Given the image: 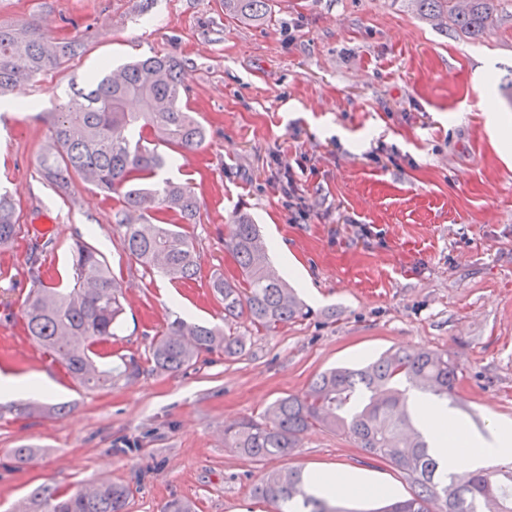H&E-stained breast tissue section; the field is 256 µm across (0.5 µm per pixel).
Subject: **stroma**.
<instances>
[{"instance_id":"1","label":"stroma","mask_w":512,"mask_h":512,"mask_svg":"<svg viewBox=\"0 0 512 512\" xmlns=\"http://www.w3.org/2000/svg\"><path fill=\"white\" fill-rule=\"evenodd\" d=\"M272 9L263 24L225 17L223 0H0V25L35 18L51 38L85 46L19 86L41 111L102 62L169 54L184 65V103L208 130L165 172L200 203V223L185 230L201 272L184 285L122 252L117 201L79 180L59 196L37 171L48 124L0 98V189L18 200L21 226L0 252V372L39 373L58 388L31 414L29 398L0 401V512H27L44 485L74 492L101 481L130 485L127 512H167L175 500L193 512H272L250 488L287 466L363 474L375 492L332 500L347 512L410 497L388 462L318 427L287 459L254 461L224 443L226 424L389 350L448 354L461 378L452 414L470 431L512 420V157L497 152L473 81L485 66L499 111L512 116V17L472 42L431 28L405 0H273ZM239 210L271 241L274 265L292 252L307 318L261 332L239 321L242 355L205 353L182 371L100 390L31 347L19 316L34 234L53 240L44 269L54 282L69 283L81 239L132 289L109 365L116 353L147 354L177 317L173 299L190 320L223 327L210 282L238 275L224 241ZM23 447L32 462L17 460Z\"/></svg>"}]
</instances>
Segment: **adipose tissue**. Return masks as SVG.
<instances>
[{
  "label": "adipose tissue",
  "mask_w": 512,
  "mask_h": 512,
  "mask_svg": "<svg viewBox=\"0 0 512 512\" xmlns=\"http://www.w3.org/2000/svg\"><path fill=\"white\" fill-rule=\"evenodd\" d=\"M420 422L430 438L434 453L447 470L455 474L486 468L489 462L512 458V425L498 423L486 435H469V449L457 446L449 436L453 419L448 408L437 401H418ZM309 481L320 495H357L364 491L365 480L342 469L312 472Z\"/></svg>",
  "instance_id": "adipose-tissue-1"
}]
</instances>
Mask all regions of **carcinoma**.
<instances>
[{"instance_id": "obj_1", "label": "carcinoma", "mask_w": 512, "mask_h": 512, "mask_svg": "<svg viewBox=\"0 0 512 512\" xmlns=\"http://www.w3.org/2000/svg\"><path fill=\"white\" fill-rule=\"evenodd\" d=\"M272 0H224V15L242 22L272 21ZM433 27L469 40L489 37L512 0H408ZM78 41H53L37 19L17 28L0 27V94L54 70L81 52ZM184 65L169 55H153L121 68L115 78L104 71L73 89L65 103L48 113L50 135L37 163L43 178L62 195L79 179L110 198L121 197L114 214L122 250L146 269H160L175 282L200 273L193 240L181 224L200 218L190 188L148 181L172 161L171 153L198 149L207 129L182 104ZM20 231L16 200L0 194V248L14 244ZM50 239L38 236L29 248L28 271L34 288L22 305L26 334L52 355L72 380L86 388L128 383L143 371L178 372L200 354L220 350L228 357L245 350L244 337L232 331L242 317L258 331L275 329L309 315L308 307L269 263V245L250 215L233 217L225 242L239 276L215 279L211 288L224 304V328L178 319L155 337L148 356L121 354L110 366L99 363L96 347L114 336L124 315L121 283L99 253L84 241L71 252L72 278L65 288L43 280L42 257ZM457 365L435 350L389 351L360 368H333L317 375L300 394L274 401L261 420L224 428V441L248 458H286L299 448L309 428L350 438L367 454L391 464L415 487L407 499L381 512H512V462L490 472L451 477L445 483L440 463L420 429L410 391L440 400L454 399ZM251 496L277 512H348L306 489L301 471L263 474ZM130 487L102 481L91 493L36 491L32 503L50 512H126Z\"/></svg>"}]
</instances>
